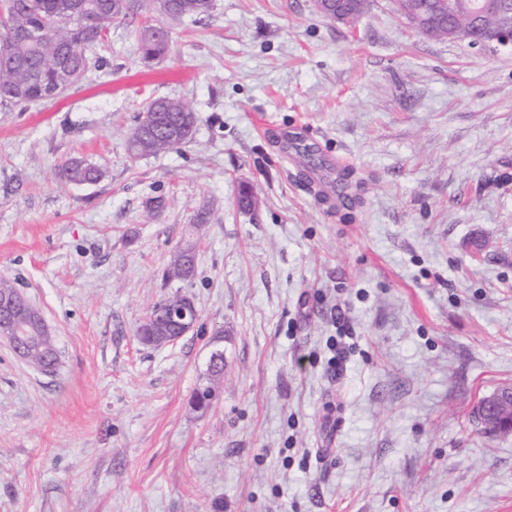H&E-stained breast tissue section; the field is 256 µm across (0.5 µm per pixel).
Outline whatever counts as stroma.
I'll return each instance as SVG.
<instances>
[{
    "instance_id": "stroma-1",
    "label": "stroma",
    "mask_w": 512,
    "mask_h": 512,
    "mask_svg": "<svg viewBox=\"0 0 512 512\" xmlns=\"http://www.w3.org/2000/svg\"><path fill=\"white\" fill-rule=\"evenodd\" d=\"M145 18L62 97L0 104V277L58 349L49 375L0 337V512H512V433L473 421L512 384V55L419 35L389 0L351 25L213 0L147 63ZM164 96L192 140L131 159ZM300 124L349 159L353 209L278 149ZM72 157L102 178L61 185ZM200 210L194 277L165 279ZM175 293L193 330L142 345ZM217 344L224 383L192 410ZM181 299L188 300L194 303L190 298L186 296H180V294L176 293L161 299L152 307V309L150 310L146 317V320L143 321L137 328V335L141 344L154 348L166 346L164 337L166 335L162 334L159 328L151 327L149 325V320H147V318L150 315H156L155 317H153V321H156L157 315L164 313L169 306H171L174 302ZM166 337L170 341V343H176L183 337V334H174Z\"/></svg>"
}]
</instances>
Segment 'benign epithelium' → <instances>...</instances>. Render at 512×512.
Returning <instances> with one entry per match:
<instances>
[{"instance_id":"7a95c632","label":"benign epithelium","mask_w":512,"mask_h":512,"mask_svg":"<svg viewBox=\"0 0 512 512\" xmlns=\"http://www.w3.org/2000/svg\"><path fill=\"white\" fill-rule=\"evenodd\" d=\"M465 12L468 24L461 28V35L469 45L491 53L512 54V0H467L460 4L456 0L448 3V16ZM496 15L492 26L484 25L487 14ZM197 313L185 305L168 310L159 320L162 328L181 327L189 320H196ZM0 319L7 328L0 336L6 338L13 351L22 359H27L29 349L37 344L46 347L52 364L46 372L54 369L57 362V349L52 341L51 330L43 317L32 315L31 303L18 289L0 292ZM477 416L484 431L489 435L512 432V386L502 387L481 400Z\"/></svg>"}]
</instances>
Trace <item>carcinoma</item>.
Listing matches in <instances>:
<instances>
[{
	"label": "carcinoma",
	"mask_w": 512,
	"mask_h": 512,
	"mask_svg": "<svg viewBox=\"0 0 512 512\" xmlns=\"http://www.w3.org/2000/svg\"><path fill=\"white\" fill-rule=\"evenodd\" d=\"M398 16L408 6L425 12L448 10V0H391ZM134 0H0V102L27 104L61 97L82 81L100 62L96 50L104 47L112 26L128 18ZM212 0H168L158 18L138 31L142 58L158 60L170 49L174 27L185 19L208 16ZM446 19L435 18L420 33L436 40L449 38ZM198 115L179 98H157L140 112L126 135L131 158L156 156L186 144ZM101 171L85 159L73 157L59 166L58 178L68 184L93 183ZM194 255L178 249L166 275L187 280L194 276ZM141 344L166 345L162 332L143 321L137 328Z\"/></svg>",
	"instance_id": "cac0c4a2"
}]
</instances>
